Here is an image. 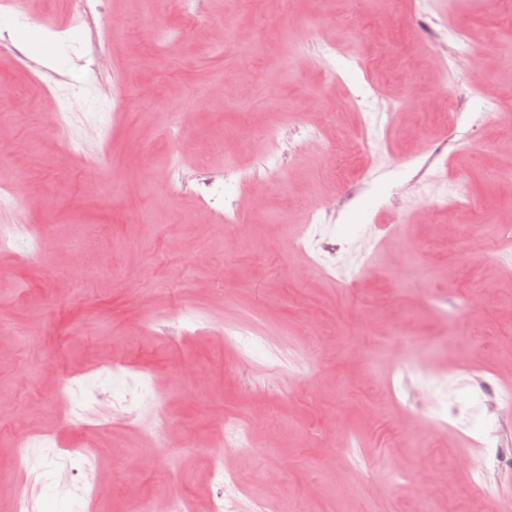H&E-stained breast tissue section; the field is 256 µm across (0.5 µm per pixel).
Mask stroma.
<instances>
[{
    "label": "stroma",
    "mask_w": 512,
    "mask_h": 512,
    "mask_svg": "<svg viewBox=\"0 0 512 512\" xmlns=\"http://www.w3.org/2000/svg\"><path fill=\"white\" fill-rule=\"evenodd\" d=\"M489 2L293 0L283 14L272 0H91L80 25L70 0L0 12L14 28L59 20L46 37L66 52L54 78L34 75L18 42L0 48V185L13 196L0 225L58 242L0 251V512H167L175 493L207 512L224 420L253 414L271 431L250 453L223 451L243 502L487 512L500 477L465 440L496 431L512 449V411L486 407L490 390L512 388V15ZM446 22L488 48L481 93ZM236 73L232 99L182 122L192 96ZM450 84L454 123L440 110ZM491 100L502 113L485 111ZM303 118L323 149L291 138L279 175L224 187L238 223L183 221L204 180L258 169L271 131ZM341 143L351 173L320 179ZM175 158L200 177L178 198ZM460 175L487 205L483 223L424 205ZM328 199L325 272L275 218L304 224ZM79 248L98 266L78 267ZM250 310L260 320L245 340L214 331ZM406 365L447 431L408 405ZM428 467L438 478L422 490ZM25 473L34 509L19 500Z\"/></svg>",
    "instance_id": "35a3bbf8"
}]
</instances>
